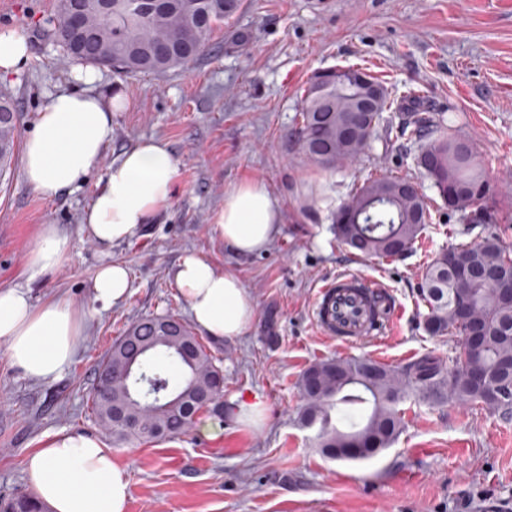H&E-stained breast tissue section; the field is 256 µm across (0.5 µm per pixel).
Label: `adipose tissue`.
Wrapping results in <instances>:
<instances>
[{"label": "adipose tissue", "instance_id": "ef3b65f1", "mask_svg": "<svg viewBox=\"0 0 512 512\" xmlns=\"http://www.w3.org/2000/svg\"><path fill=\"white\" fill-rule=\"evenodd\" d=\"M82 91H62L39 110L25 138L22 173L42 197L56 198L81 186L112 138L117 99L88 91L96 74L79 72ZM178 163L167 143L143 142L109 167L104 183L84 215L95 243L108 247L137 237L144 225L158 221L176 191ZM278 199L262 181L235 185L212 227L235 255L265 250L281 224ZM67 241L56 225L40 230L26 266L31 276L56 269ZM194 323L215 339L241 336L254 317L253 300L238 277L217 272L203 255H184L172 272ZM130 272L119 262L102 266L91 282L93 302L122 303ZM86 316L67 300L34 305L17 287L0 288V341L11 363L32 380L47 381L73 362ZM29 485L50 512H126L128 474L111 449L95 438L66 431L50 434L24 467Z\"/></svg>", "mask_w": 512, "mask_h": 512}]
</instances>
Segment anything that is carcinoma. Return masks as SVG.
Segmentation results:
<instances>
[{"mask_svg":"<svg viewBox=\"0 0 512 512\" xmlns=\"http://www.w3.org/2000/svg\"><path fill=\"white\" fill-rule=\"evenodd\" d=\"M88 27L69 26L70 0H58L54 36L64 52L89 64H106L123 75L163 74L200 56L214 28L232 18L241 0H112V11L101 0H81ZM158 42L168 44L165 57L154 55ZM348 74L322 87L314 72L304 89L295 137L300 150L324 168L365 154L384 131V138L403 141L415 150L417 166L433 181L439 197L460 220L475 229L499 221L493 186L474 163L471 144L442 114L412 107L397 115V123L380 127L388 110L386 88L375 112L364 125L353 126L352 109L362 93ZM0 175L9 169L18 139L19 115L12 97L0 93ZM411 181L381 176L364 181L340 209L358 221L336 224V236L365 256L397 257L411 250L430 218L427 196L406 189ZM464 257L470 277L448 264V255ZM468 293L472 314L490 323L479 337L478 349L458 353L452 366L424 355L392 368L368 358L326 359L311 365L300 380L301 422L317 428L320 452L338 461H364L391 447L403 431L399 406L415 398L433 404L448 401L480 405L512 414V373L501 364L512 360V249L490 234L478 243L441 251L423 274L420 297L428 309L424 330L430 336H457L467 344V324L457 307V295ZM140 360L138 372L125 373L129 360ZM477 366L487 383L497 388L489 397L469 375ZM92 410L115 445L150 443L188 432L202 411L224 413V373L213 363L200 338L180 318L156 315L133 324L110 347L94 369ZM365 445L358 456L344 449ZM0 512H47L33 495L19 492L0 499Z\"/></svg>","mask_w":512,"mask_h":512,"instance_id":"carcinoma-1","label":"carcinoma"}]
</instances>
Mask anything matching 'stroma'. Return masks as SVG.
<instances>
[{
	"instance_id": "1",
	"label": "stroma",
	"mask_w": 512,
	"mask_h": 512,
	"mask_svg": "<svg viewBox=\"0 0 512 512\" xmlns=\"http://www.w3.org/2000/svg\"><path fill=\"white\" fill-rule=\"evenodd\" d=\"M56 0H0V27L26 40L29 67L0 79L20 111V135L61 90H83L81 62L53 38ZM208 51L163 74L97 68L93 86L119 97L112 139L80 188L47 200L27 184L21 160L0 181V288L28 289L35 304L67 298L88 314L74 363L34 381L9 364L0 343V496L29 492L26 456L59 430L100 439L125 467L127 512H478L512 510V416L480 406L403 404L398 441L362 462L324 458L299 422V381L314 362L366 357L402 366L431 354L448 362L458 339L429 336L419 297L427 264L443 249L495 233L512 246V0H242L210 36ZM355 64L384 81L395 101L418 94L474 148L505 219L463 231L412 153L372 142L367 155L333 169L313 164L293 132L314 71ZM178 160L177 191L159 223L101 249L83 218L112 162L151 139ZM381 175L417 183L432 218L411 251L362 257L337 240L334 213L353 184ZM252 180L279 198L280 232L265 251L239 257L212 232L224 193ZM67 238L55 270L30 276L26 260L43 225ZM188 251L238 276L255 304L246 332L201 341L224 372V397H258L267 421L255 428L204 412L178 438L113 446L91 410L94 366L135 321L189 311L171 277ZM130 271L124 302L102 307L90 283L100 265ZM359 269L390 287L401 315L389 335L341 347L319 334L316 288Z\"/></svg>"
}]
</instances>
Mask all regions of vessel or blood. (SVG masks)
<instances>
[{"instance_id": "vessel-or-blood-1", "label": "vessel or blood", "mask_w": 512, "mask_h": 512, "mask_svg": "<svg viewBox=\"0 0 512 512\" xmlns=\"http://www.w3.org/2000/svg\"><path fill=\"white\" fill-rule=\"evenodd\" d=\"M398 311L394 296L382 281L344 271L316 289L311 320L320 335L351 346L388 335Z\"/></svg>"}]
</instances>
